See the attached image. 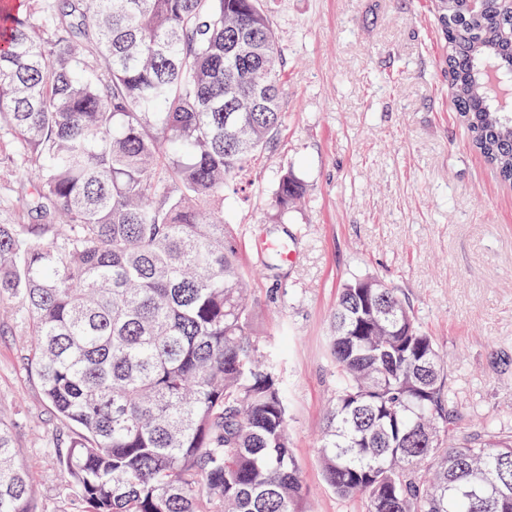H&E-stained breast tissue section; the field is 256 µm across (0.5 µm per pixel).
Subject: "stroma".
Instances as JSON below:
<instances>
[{"mask_svg":"<svg viewBox=\"0 0 512 512\" xmlns=\"http://www.w3.org/2000/svg\"><path fill=\"white\" fill-rule=\"evenodd\" d=\"M282 50L285 125L224 219L248 248L257 326L278 353L288 433L310 512H366L325 482L317 448L336 391L328 352L340 285L396 288L448 365L456 436L512 433V187L462 127L439 63L431 0H268ZM307 186L269 223L284 170ZM296 259L260 266L259 236ZM0 418L34 487L33 512H73L59 491L72 436L46 401L11 323L0 324Z\"/></svg>","mask_w":512,"mask_h":512,"instance_id":"1","label":"stroma"}]
</instances>
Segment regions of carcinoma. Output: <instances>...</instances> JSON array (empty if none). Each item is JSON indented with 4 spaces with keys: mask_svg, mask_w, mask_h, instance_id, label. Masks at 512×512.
Masks as SVG:
<instances>
[{
    "mask_svg": "<svg viewBox=\"0 0 512 512\" xmlns=\"http://www.w3.org/2000/svg\"><path fill=\"white\" fill-rule=\"evenodd\" d=\"M448 90L512 184L503 0H435ZM263 0H0L3 177L31 172L26 224H0V304L60 421L77 512H307L283 379L258 337L224 224L283 127ZM306 184L285 171L277 217ZM326 483L367 512H512V435L448 442V372L397 289L345 280ZM0 422V512H32Z\"/></svg>",
    "mask_w": 512,
    "mask_h": 512,
    "instance_id": "cac0c4a2",
    "label": "carcinoma"
}]
</instances>
